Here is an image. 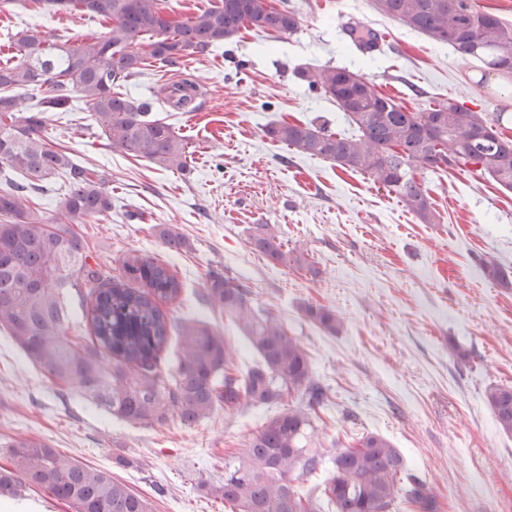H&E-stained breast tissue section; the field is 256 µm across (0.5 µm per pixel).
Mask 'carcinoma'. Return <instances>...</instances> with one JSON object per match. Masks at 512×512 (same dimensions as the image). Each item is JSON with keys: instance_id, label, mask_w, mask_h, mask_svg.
<instances>
[{"instance_id": "carcinoma-1", "label": "carcinoma", "mask_w": 512, "mask_h": 512, "mask_svg": "<svg viewBox=\"0 0 512 512\" xmlns=\"http://www.w3.org/2000/svg\"><path fill=\"white\" fill-rule=\"evenodd\" d=\"M33 2L49 14L102 20L109 31L59 43L40 27H29L15 36L13 55L0 59V327L51 384L78 391L130 425H164L172 415L192 425L221 405L288 404L224 463L218 492L229 512H320L323 502L334 512H438L432 487L408 473L403 453L385 436L366 433L332 448L320 441L315 420L326 395L306 350L277 316L255 306L247 286L236 279L209 272L205 299L235 323L258 362L238 373L237 350L224 334L185 322L178 332L177 364L163 367L170 320L160 302L176 300L181 283L168 267L134 249L125 252L117 276L90 266L76 227L111 211L112 192L102 173L74 163L48 132L46 113L63 116L77 98L112 151L183 171L187 145L154 108L160 103L175 112L197 111L198 84L181 78L140 98L116 88L153 63L179 65L243 29L292 34L299 25L297 11L284 0L279 5L220 0L178 20L164 0ZM371 7L465 61L478 59L512 72V23L477 9L474 0H371ZM345 34L361 52H372L371 28L348 26ZM299 76L336 103L351 132L282 121L265 134L297 153L370 176L421 222L434 218L427 172L463 161L512 190V137L498 129L499 120L452 99L411 112L370 78L346 68L317 67ZM55 178L64 180L68 191L59 217L49 220L26 199L28 190ZM159 236L171 247H189L173 224L161 225ZM250 240L271 260L314 272L304 253L283 249L268 225H256ZM483 270L501 287L512 288L498 265L486 263ZM74 279L88 286V343L66 336L63 289ZM304 312L331 335L343 329L331 309L307 304ZM484 400L499 429L512 435V387L490 385ZM327 462L331 476L307 493L294 486L295 473L312 475ZM28 487L49 491L72 512H151L147 499L110 473L64 458L35 437H19L12 442L9 466L0 469V500H15Z\"/></svg>"}]
</instances>
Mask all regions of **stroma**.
I'll return each mask as SVG.
<instances>
[{
  "instance_id": "stroma-1",
  "label": "stroma",
  "mask_w": 512,
  "mask_h": 512,
  "mask_svg": "<svg viewBox=\"0 0 512 512\" xmlns=\"http://www.w3.org/2000/svg\"><path fill=\"white\" fill-rule=\"evenodd\" d=\"M299 14L293 34L252 29L182 69L152 67L123 90L148 94L187 78L202 91L196 112L164 118L184 138L187 169L166 171L144 158L112 153L84 107L49 115L56 142L75 163L104 173L112 211L80 225L91 264L119 270L125 251L163 263L182 290L164 310L173 325L204 322L237 346L245 370L256 355L223 311L202 299L216 270L245 284L255 304L278 315L308 352L327 391L326 440L367 432L387 437L411 473L434 490L441 512H512V435L502 433L484 400L488 386H512V288L485 278L492 262L512 276V190L473 166L426 175L435 219L424 224L368 176L295 153L264 133L279 121L312 122L332 132L349 125L335 103L310 91L298 71L323 65L365 74L411 111L452 99L487 113L512 135V97L494 90L512 74L462 61L370 0H288ZM352 12L388 35L366 55L349 44ZM77 39L107 30L68 13L37 15L25 0L0 10V46L26 26ZM162 224L178 225L186 249L169 247ZM266 224L285 247L306 254L312 271L271 261L250 243ZM343 315L332 335L305 305ZM471 353L460 363L457 349ZM278 406L216 409L186 426H132L57 391L0 330V466L18 435L48 443L64 457L106 470L147 498L152 512H224L217 490L224 459Z\"/></svg>"
}]
</instances>
